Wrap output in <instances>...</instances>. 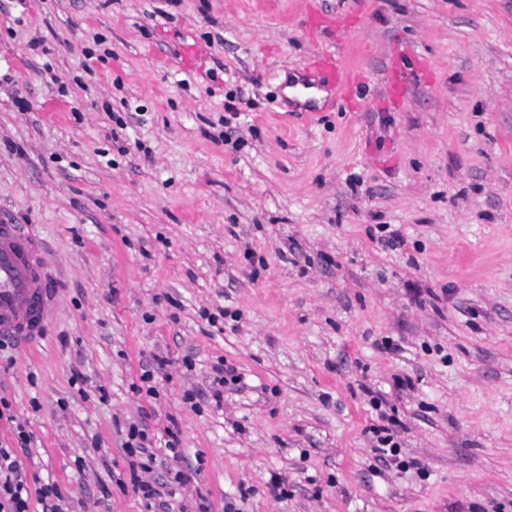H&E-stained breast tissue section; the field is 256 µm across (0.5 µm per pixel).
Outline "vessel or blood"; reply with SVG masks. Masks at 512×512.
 Here are the masks:
<instances>
[{"mask_svg":"<svg viewBox=\"0 0 512 512\" xmlns=\"http://www.w3.org/2000/svg\"><path fill=\"white\" fill-rule=\"evenodd\" d=\"M312 38L321 34L344 32L346 23L310 11ZM432 65L412 49L395 51L389 61L387 80L390 103L399 106L410 84L429 83ZM308 85L327 81L332 99L340 100L349 110L360 104L358 77L353 76L343 54L316 47L303 72ZM56 308V292L43 279V260L39 240L29 225L0 224V341L11 342L26 351L43 340L48 322Z\"/></svg>","mask_w":512,"mask_h":512,"instance_id":"1","label":"vessel or blood"}]
</instances>
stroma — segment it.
Masks as SVG:
<instances>
[{"label": "stroma", "instance_id": "35a3bbf8", "mask_svg": "<svg viewBox=\"0 0 512 512\" xmlns=\"http://www.w3.org/2000/svg\"><path fill=\"white\" fill-rule=\"evenodd\" d=\"M310 3L360 111L284 93ZM405 45L433 75L395 108ZM1 216L61 292L0 346V448L67 512H150L138 422L180 440L166 512H512V0H0ZM128 457L135 458L130 461L131 482L137 492H141L142 497L147 500L146 505L152 506V500L160 497V492L151 484L140 480L138 468L141 471L148 470L154 463L155 455L149 452L153 445V438L145 430L131 425L127 431V441L125 442ZM138 459L140 461H138Z\"/></svg>", "mask_w": 512, "mask_h": 512}]
</instances>
